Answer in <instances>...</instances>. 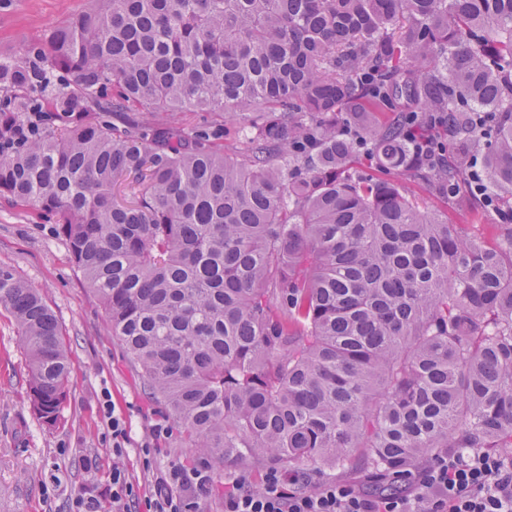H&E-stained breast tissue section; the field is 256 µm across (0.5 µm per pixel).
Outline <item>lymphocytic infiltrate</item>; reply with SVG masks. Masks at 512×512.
I'll return each instance as SVG.
<instances>
[{
	"instance_id": "f902f5d3",
	"label": "lymphocytic infiltrate",
	"mask_w": 512,
	"mask_h": 512,
	"mask_svg": "<svg viewBox=\"0 0 512 512\" xmlns=\"http://www.w3.org/2000/svg\"><path fill=\"white\" fill-rule=\"evenodd\" d=\"M211 490L206 469L172 465L155 492V512H198ZM133 492L125 469L113 466L109 484L86 489L76 512H93L102 498L112 512H123ZM224 512H512V450H448L419 474L413 489L386 495L337 481L311 488L301 475L273 470L260 488L225 495Z\"/></svg>"
}]
</instances>
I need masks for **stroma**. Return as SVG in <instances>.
<instances>
[{"label": "stroma", "mask_w": 512, "mask_h": 512, "mask_svg": "<svg viewBox=\"0 0 512 512\" xmlns=\"http://www.w3.org/2000/svg\"><path fill=\"white\" fill-rule=\"evenodd\" d=\"M92 0H10L0 8V56L17 55ZM398 183L422 207L451 224H470L490 241L506 234L493 212L462 191L447 195L436 181L401 175ZM0 264L12 267L38 291L64 334L71 371L56 422L45 423L29 396V360L17 324L0 306V512H73L82 488L106 486L112 469V429L104 414L111 403L125 419L129 439L121 459L134 486L127 512H152L155 485L172 464L206 466L211 494L198 512H224V494L235 482L260 486L270 470H288L271 458L225 460L190 447L163 406L153 400L141 372L112 335L103 305L86 288L53 219L0 198ZM96 458V470L86 467Z\"/></svg>", "instance_id": "obj_1"}]
</instances>
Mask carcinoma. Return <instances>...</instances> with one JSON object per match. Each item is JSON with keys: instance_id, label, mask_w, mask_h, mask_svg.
I'll list each match as a JSON object with an SVG mask.
<instances>
[{"instance_id": "carcinoma-1", "label": "carcinoma", "mask_w": 512, "mask_h": 512, "mask_svg": "<svg viewBox=\"0 0 512 512\" xmlns=\"http://www.w3.org/2000/svg\"><path fill=\"white\" fill-rule=\"evenodd\" d=\"M474 140L512 221V0H97L0 58V198L56 217L153 397L224 459L387 481L512 448V234L354 170L455 194ZM0 306L53 422L59 323L2 264Z\"/></svg>"}]
</instances>
